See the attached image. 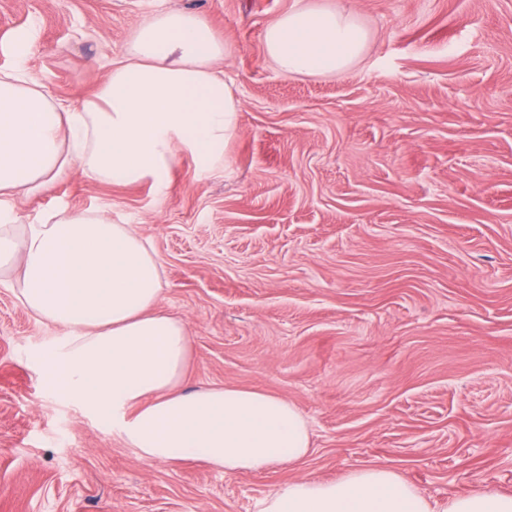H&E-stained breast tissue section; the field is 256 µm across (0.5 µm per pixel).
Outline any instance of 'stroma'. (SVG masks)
Wrapping results in <instances>:
<instances>
[{"label": "stroma", "mask_w": 512, "mask_h": 512, "mask_svg": "<svg viewBox=\"0 0 512 512\" xmlns=\"http://www.w3.org/2000/svg\"><path fill=\"white\" fill-rule=\"evenodd\" d=\"M296 0H0V68L92 97L132 27L183 9L230 51L242 102L225 165L178 153L165 192L81 172L16 202L130 224L193 342L188 385L294 403L312 450L227 474L148 464L44 393L33 354L61 329L0 279V512H257L297 478L384 465L431 502L512 494V0H311L365 28L347 73L286 77L267 25Z\"/></svg>", "instance_id": "stroma-1"}]
</instances>
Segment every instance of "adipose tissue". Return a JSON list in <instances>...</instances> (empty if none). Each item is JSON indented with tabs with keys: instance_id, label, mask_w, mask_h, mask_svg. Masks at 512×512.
Wrapping results in <instances>:
<instances>
[{
	"instance_id": "adipose-tissue-1",
	"label": "adipose tissue",
	"mask_w": 512,
	"mask_h": 512,
	"mask_svg": "<svg viewBox=\"0 0 512 512\" xmlns=\"http://www.w3.org/2000/svg\"><path fill=\"white\" fill-rule=\"evenodd\" d=\"M34 32L0 70V276L62 338L35 356L49 394L111 426L148 463L199 460L227 474L293 465L311 432L288 400L219 385L187 388L185 322L161 308L164 282L147 240L128 224L65 207L19 223L14 201L80 169L115 185L165 187L177 152L213 170L238 131L241 101L217 67L227 55L201 15L169 10L140 21L92 98L54 99L25 66ZM366 34L352 14L293 6L268 25L267 59L287 76L336 75L357 62ZM258 512H436L384 466L336 481H289ZM445 512H512V495L487 488L449 498Z\"/></svg>"
}]
</instances>
